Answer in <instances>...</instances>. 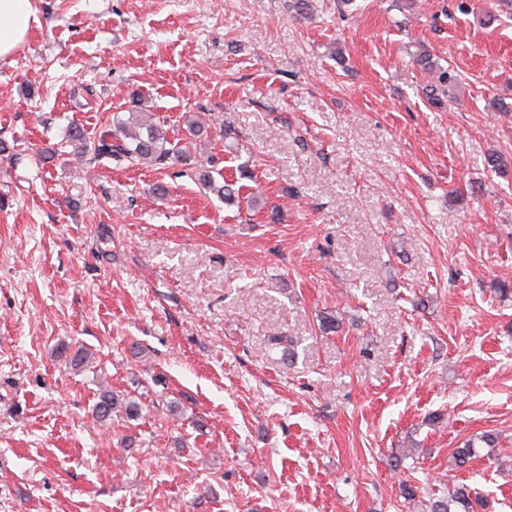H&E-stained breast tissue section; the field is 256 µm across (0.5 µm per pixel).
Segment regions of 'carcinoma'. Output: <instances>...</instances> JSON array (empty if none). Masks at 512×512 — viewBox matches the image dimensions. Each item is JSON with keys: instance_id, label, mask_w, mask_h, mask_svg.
I'll list each match as a JSON object with an SVG mask.
<instances>
[{"instance_id": "cac0c4a2", "label": "carcinoma", "mask_w": 512, "mask_h": 512, "mask_svg": "<svg viewBox=\"0 0 512 512\" xmlns=\"http://www.w3.org/2000/svg\"><path fill=\"white\" fill-rule=\"evenodd\" d=\"M417 62L436 78L435 84L428 88L429 99L439 105L444 104L443 98L448 96V84L453 82L454 76L425 55L419 57ZM129 98L131 108L128 118L114 115L112 124L105 127L96 140L88 141L83 131L71 129L69 137L76 144V154L83 156L90 152L96 157L107 156L119 162L159 165L168 162L174 165L186 160L183 151L168 139L161 120L149 112H143L140 94L132 93ZM194 176L204 189L224 199L225 203L231 204L240 199L241 188L227 181L218 182L206 167L197 169ZM141 412L142 406L136 399L104 390L92 409V416L96 422L103 424L117 415L136 420L141 417ZM474 448L475 443L468 441L463 447L454 449L448 457V470L452 472L465 466L475 456ZM475 501L477 496L474 490L465 484H458L448 497L430 503V512H475Z\"/></svg>"}]
</instances>
